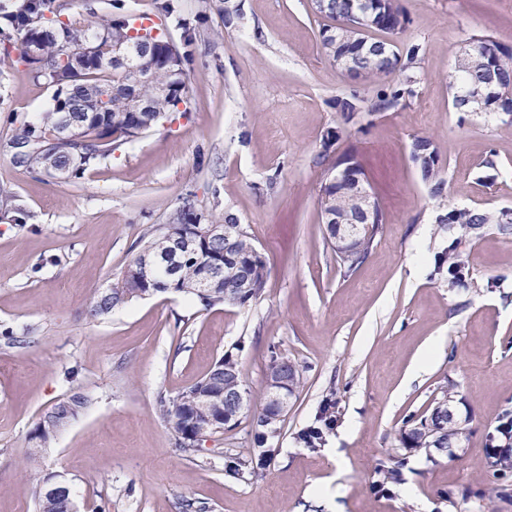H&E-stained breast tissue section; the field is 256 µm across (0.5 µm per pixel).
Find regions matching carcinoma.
<instances>
[{"label": "carcinoma", "instance_id": "cac0c4a2", "mask_svg": "<svg viewBox=\"0 0 512 512\" xmlns=\"http://www.w3.org/2000/svg\"><path fill=\"white\" fill-rule=\"evenodd\" d=\"M109 11L98 15L89 9L94 18L84 27H76L68 15V0H15L10 7L0 8V62L17 57L36 81H46L41 70L49 72L51 78L63 87L60 98L54 99L52 108L42 113L39 120L25 122L17 128L12 140L17 143L37 141L49 135L57 125L68 120L82 130L83 135H93L102 140L116 133L130 139L137 137L134 130L154 118H162L170 112L179 111V102L185 101L187 78H175L166 65L165 47L156 45L143 49L140 64L149 70L152 80L129 90L125 87L126 77L101 60L91 61L78 55L77 49L98 33L95 45L97 55H112V41L120 40L139 28L131 25L130 19L112 12L117 0H106ZM315 14L325 20L320 29L321 44L325 55L333 62L345 58L350 69L361 74L365 80L378 85L375 95L367 99L357 92L338 96L334 108L344 124L356 125L380 112L395 110L406 105L418 94L419 72L423 59V47L411 42L399 48L408 24V15L403 0H327L324 9L314 8ZM182 36L177 49L183 65L192 62L195 53L196 34L189 23H178ZM381 36L376 37L374 33ZM42 43V68L27 62L22 46L36 39ZM469 44L484 49L479 56L460 53L455 61L454 74L449 82L452 91V107L457 112L497 113L512 112V48L509 49L492 36L473 34ZM175 86L172 96L156 93V86ZM112 87L110 111L91 112L94 97L107 87ZM138 96L150 105L151 111L138 116L132 111V96ZM410 156L418 168L423 182L427 185L431 199L437 202L438 223L452 228L454 235L448 242V249L435 256L434 272L448 276V287L467 288L465 249L462 245L486 225L495 224L502 231L512 229V222L505 219L504 210L482 208L448 209L447 180L439 166L437 150L433 141L425 136L413 138ZM53 166L66 171L61 181L75 179L84 168L69 166V155L61 153L53 159ZM322 213L340 217L356 215L361 200L355 193L354 184L348 179L331 181L325 179L320 187ZM197 218L190 201L184 202L177 214L175 228L189 230ZM328 241L336 257L352 270L369 253L374 239L355 241L345 249L336 247V229H331ZM141 250L149 251L163 264L171 257L178 263L177 280L172 281L162 273H155L154 279L144 282L138 276L135 262H130L120 276L114 278L107 291L94 298L88 315L98 318L112 309L153 293L168 289L197 299L205 306L232 304L249 306L259 301L265 291L269 269L245 230L232 237L231 251L237 258L238 272L249 284L247 288L237 287L234 273H226L224 282L217 288L200 290L198 283L205 267L212 263H224V242L209 241L191 251L174 254L175 244L168 230L160 227L143 241ZM284 369L288 372V392L294 395L300 385L299 365L288 359L275 356L270 371ZM246 392L244 377L237 356L231 352L215 360L208 373L192 386L174 396H163L157 403L162 420L174 431L176 447L184 453L196 451L193 435L199 425L209 420L221 430L233 429L224 420V392ZM448 391H443L439 401L426 413L411 416L405 422L402 433L403 448L409 453H418L428 448L427 434L437 428L443 438L452 442L459 433V423L450 418L441 419L440 411L448 407ZM88 404L87 396L75 391L56 403L46 412L30 432L27 459L32 460L46 450L58 432L59 423L71 421L77 412ZM279 425L276 413L263 408L251 423L253 445L246 452L230 454L225 458V472L237 476L243 474L257 482L264 477V470L272 452L267 426ZM336 428V398L330 393L322 400L312 422L297 433L296 439L304 447L316 451L322 448ZM492 451L489 458L496 460L498 477L503 483L492 488L488 498L509 496L508 474L512 473V457L500 452L499 438L489 439ZM406 458L392 457L378 460L372 490L390 493L392 487L402 481ZM39 486L38 512H70L71 497L64 494L44 492L48 478L31 470H25Z\"/></svg>", "mask_w": 512, "mask_h": 512}]
</instances>
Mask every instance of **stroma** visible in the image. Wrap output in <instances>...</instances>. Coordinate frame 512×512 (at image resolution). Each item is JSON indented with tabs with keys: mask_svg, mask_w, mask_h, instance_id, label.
<instances>
[{
	"mask_svg": "<svg viewBox=\"0 0 512 512\" xmlns=\"http://www.w3.org/2000/svg\"><path fill=\"white\" fill-rule=\"evenodd\" d=\"M195 29L185 109L129 140L113 136L81 177L64 183L16 167L2 149L54 90L17 63L0 64V199L27 215L0 220V512H37L23 473L28 435L78 390L92 404L36 462L67 481L77 512H327L317 490L341 487L338 512H512L487 504L486 440L512 414V234L487 227L467 247L469 287H449L434 258L449 233L410 159L429 137L452 208L512 209V125L506 113L454 112L448 81L467 38L512 48V0H406L405 41L423 45L420 87L407 105L344 125L332 106L350 90L373 96L324 54L311 0H242L224 26V0H179ZM351 154L386 215L365 261L345 272L325 239L313 163L327 131ZM494 168H487V161ZM192 198L203 223L236 214L269 268L246 307H203L177 292L137 299L91 319L97 293L175 221ZM439 351L415 361L431 341ZM237 354L248 407L234 429L194 454L177 450L159 396L195 384L225 352ZM302 366L264 478L228 476L224 458L251 445L267 402L272 356ZM464 430L453 455H406L404 420L443 391ZM336 428L327 450L297 433L328 392ZM406 457L390 495L371 489L377 459Z\"/></svg>",
	"mask_w": 512,
	"mask_h": 512,
	"instance_id": "35a3bbf8",
	"label": "stroma"
}]
</instances>
